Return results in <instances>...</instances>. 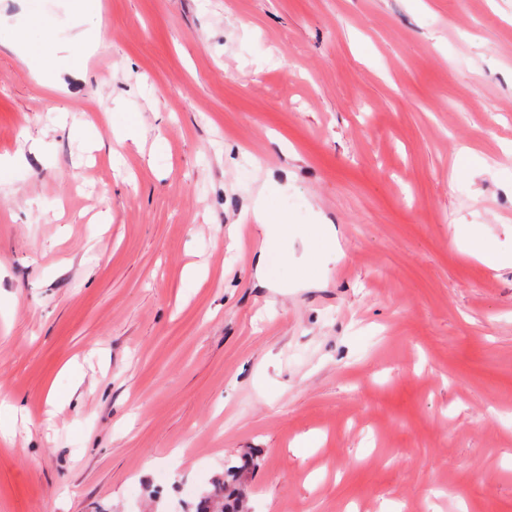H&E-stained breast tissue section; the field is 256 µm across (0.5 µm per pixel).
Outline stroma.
<instances>
[{
  "mask_svg": "<svg viewBox=\"0 0 512 512\" xmlns=\"http://www.w3.org/2000/svg\"><path fill=\"white\" fill-rule=\"evenodd\" d=\"M99 3L42 2L103 35L58 86L0 0V512H194L251 448V512H512V269L452 242L512 252V0ZM285 190V186L277 184L270 178L267 179L254 197L251 214H249V210H244L238 221L227 227V236L232 242L237 239L240 228L247 218L253 220L254 225L261 233L264 246L258 253L255 264L257 285L260 288L277 287L274 286L269 271L267 250L283 233L288 231V224L284 216L276 213L270 207L269 201L274 195Z\"/></svg>",
  "mask_w": 512,
  "mask_h": 512,
  "instance_id": "35a3bbf8",
  "label": "stroma"
}]
</instances>
